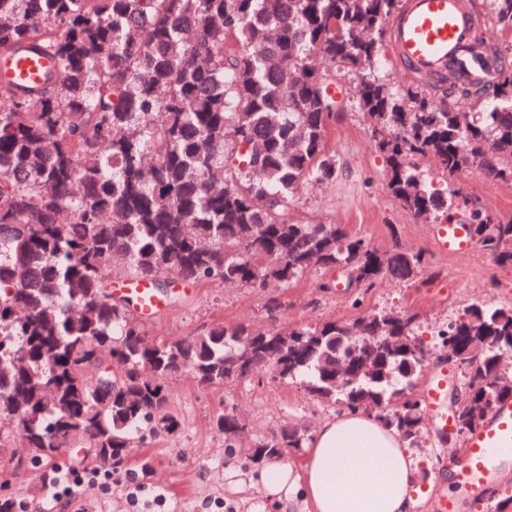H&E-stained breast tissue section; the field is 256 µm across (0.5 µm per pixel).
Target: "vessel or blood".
Here are the masks:
<instances>
[{"label":"vessel or blood","instance_id":"vessel-or-blood-1","mask_svg":"<svg viewBox=\"0 0 512 512\" xmlns=\"http://www.w3.org/2000/svg\"><path fill=\"white\" fill-rule=\"evenodd\" d=\"M472 18L465 0H404L390 24L389 52L399 65L424 79L455 74L470 82L481 81L498 61L475 49ZM48 59L20 55L0 59V78L20 83L41 82L50 69ZM471 235L467 225L443 224L438 243L448 253L467 252ZM129 292L137 301L138 315L152 318L162 312V304L149 281L131 282ZM446 380L426 387L423 399L436 414L435 428L440 435L454 430L455 422L440 412L439 402ZM466 452L457 465L459 480L474 485L488 484L501 463L512 458V401L503 402L480 427L468 433Z\"/></svg>","mask_w":512,"mask_h":512}]
</instances>
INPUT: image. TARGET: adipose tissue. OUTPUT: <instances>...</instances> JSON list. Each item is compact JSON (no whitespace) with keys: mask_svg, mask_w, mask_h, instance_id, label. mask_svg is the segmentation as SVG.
Here are the masks:
<instances>
[{"mask_svg":"<svg viewBox=\"0 0 512 512\" xmlns=\"http://www.w3.org/2000/svg\"><path fill=\"white\" fill-rule=\"evenodd\" d=\"M260 481L279 503L302 498L308 512H416L425 498L401 436L364 411L324 421L303 470L272 462Z\"/></svg>","mask_w":512,"mask_h":512,"instance_id":"obj_1","label":"adipose tissue"}]
</instances>
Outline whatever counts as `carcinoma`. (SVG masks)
<instances>
[{
    "mask_svg": "<svg viewBox=\"0 0 512 512\" xmlns=\"http://www.w3.org/2000/svg\"><path fill=\"white\" fill-rule=\"evenodd\" d=\"M493 25L512 32V0H487ZM400 0H0V56L44 54L42 84H0V402L15 432H0V471L29 448L39 463L88 445L113 469L135 444L176 425L163 382L187 372L221 388L237 365L249 375L284 363L307 391L374 413L410 448L421 442L416 392L428 345L413 318L372 310L352 322L255 329L216 323L150 340L136 299L112 293L102 269L180 282L286 286L315 267L344 268L356 286L407 283L423 253L379 252L340 224L292 217L297 190L336 178L329 130L346 102L329 84L358 81L357 107L386 158L389 188L418 219L448 218L470 200L439 189L421 162L446 177L467 164L512 182V74L493 89L445 78L434 95L393 89L377 74L387 23ZM473 101V110L452 106ZM483 251L512 263V220L470 206ZM435 345L465 374L457 422L512 396L499 359L512 351V305L473 304L438 331ZM375 369L352 385L336 367L362 358ZM228 447L245 424L215 421ZM285 427L258 441L253 459L303 448ZM0 512H25L0 483Z\"/></svg>",
    "mask_w": 512,
    "mask_h": 512,
    "instance_id": "cac0c4a2",
    "label": "carcinoma"
}]
</instances>
